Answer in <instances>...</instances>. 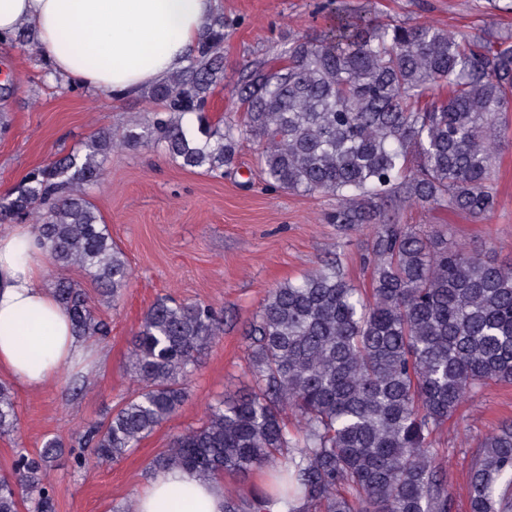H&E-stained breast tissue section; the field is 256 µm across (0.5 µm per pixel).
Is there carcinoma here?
<instances>
[{
    "instance_id": "1",
    "label": "carcinoma",
    "mask_w": 512,
    "mask_h": 512,
    "mask_svg": "<svg viewBox=\"0 0 512 512\" xmlns=\"http://www.w3.org/2000/svg\"><path fill=\"white\" fill-rule=\"evenodd\" d=\"M219 14L202 27L187 65L148 97L147 125L107 127L24 177L0 196V224L32 222L53 268V294L75 335H109L95 304L64 274L79 266L117 301L132 270L90 200L112 149L152 143L181 166L219 172L243 136L261 147L270 185L336 199L328 221L369 231L370 289L338 261L270 289L245 332L246 393L207 407L204 422L175 437L148 472L179 467L203 479L266 469L272 489L224 491V512H453L437 435L462 402L512 382V263L448 244L445 225L403 224L421 206L485 220L496 207L494 159L512 137V37H459L338 8L315 34L288 36L286 64L237 88L244 125L211 127L204 109L224 82ZM223 332L205 302L157 299L144 313L130 365L141 389L115 413L83 428L81 470L118 461L176 414L203 348ZM299 417L289 429L285 409ZM18 412L0 384V434ZM48 437L15 452L0 477V512H55L44 470L62 454ZM468 512H512V424L476 449Z\"/></svg>"
}]
</instances>
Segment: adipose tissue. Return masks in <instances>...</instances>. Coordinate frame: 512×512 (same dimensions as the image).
Instances as JSON below:
<instances>
[{
  "label": "adipose tissue",
  "mask_w": 512,
  "mask_h": 512,
  "mask_svg": "<svg viewBox=\"0 0 512 512\" xmlns=\"http://www.w3.org/2000/svg\"><path fill=\"white\" fill-rule=\"evenodd\" d=\"M217 0H0V32L34 27L54 71L91 91L133 94L184 67ZM46 252L29 225L0 234V370L38 391L89 346L43 280ZM136 512H224V483L155 472Z\"/></svg>",
  "instance_id": "ef3b65f1"
}]
</instances>
